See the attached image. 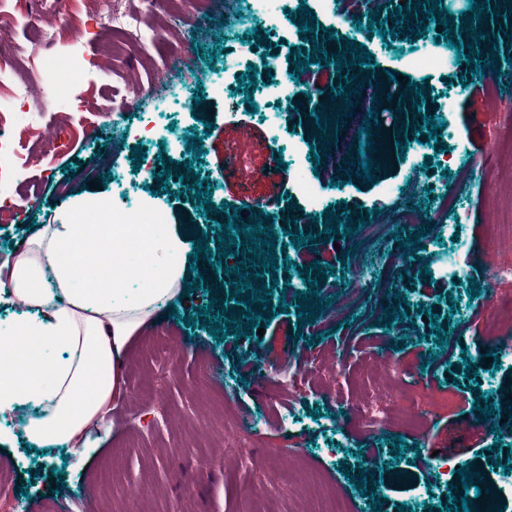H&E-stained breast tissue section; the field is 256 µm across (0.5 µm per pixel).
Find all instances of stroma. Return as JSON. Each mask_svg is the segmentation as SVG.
I'll list each match as a JSON object with an SVG mask.
<instances>
[{"label": "stroma", "instance_id": "1", "mask_svg": "<svg viewBox=\"0 0 512 512\" xmlns=\"http://www.w3.org/2000/svg\"><path fill=\"white\" fill-rule=\"evenodd\" d=\"M140 23L128 34L110 32L99 17V0H5L0 19L8 31L0 39V113L13 124L10 160L0 172V255L22 249L34 224H62L80 202L109 197L138 209L150 204L167 223L189 229V246L207 241L217 249L221 219L251 212L263 200V214L276 236L278 258L291 260L277 269V281L290 284L289 299L280 289L273 301L287 310L274 319L256 320V332L214 340L200 326L186 325V315L222 296L215 311L230 304L224 269L201 266L204 287L176 299L174 307L155 311L149 325L133 336L123 369V394L113 404L106 427L94 432L95 454L79 459L67 449H32L25 439L28 410L0 415V430L11 436L0 445V468L9 486L0 490V512H301L288 494L296 469L315 475L333 490L346 512H372L364 497L360 470L374 473L381 512H442L448 486L462 467L483 475L482 489L499 490L494 463L512 452V359L485 364L475 343L485 335L493 308L512 305V276H500L506 257L492 241L491 228L512 211V118L498 110L512 88V71L492 74L485 82L464 74L462 60L448 42H437L438 26L428 23L421 37L406 30L386 37L357 29L354 0H278L275 10L259 0H182L181 19L162 20L148 0H123ZM309 8L316 33L363 44L376 72L390 71L407 82L426 86L420 104L441 130L438 140H409L404 156L381 166L376 183L324 172L313 155L318 135L291 120L281 99L265 81L247 90L249 63L264 56L298 51L311 44L295 17ZM54 41L39 39L45 27ZM447 56L448 67L429 72L412 66L416 54ZM234 71H227V64ZM65 75L64 93L43 91L46 70ZM26 85L25 103L13 99L16 85ZM260 100L250 108L249 99ZM65 129L49 143V129ZM202 144L187 150L190 139ZM447 151H440V144ZM142 161H133L134 149ZM232 152L284 170L270 178L241 171L223 175L224 155ZM173 174L161 179L163 158ZM192 169L197 187L208 190V206L186 191L182 175ZM303 172L316 191L303 193L294 179ZM102 188H92V181ZM167 184L166 192L156 187ZM436 215L424 246L406 263L408 274L388 278L385 260L398 243L393 221L406 205ZM373 210L374 239L362 234L325 235V212L359 219ZM298 217L288 228L285 218ZM317 235L315 245L295 247L291 238ZM357 249L360 268L343 266L344 252ZM332 270L318 317L324 336L310 344L299 329L292 296L301 292V267L311 262ZM430 275H423V267ZM359 283L349 310L337 311V290ZM481 294L467 295L471 285ZM403 304H396V297ZM398 305L407 320L379 325L385 307ZM450 318L451 333L437 348L422 310ZM168 344L175 363L159 366L155 353ZM350 350L332 395H324L323 363ZM395 351L408 369V382L421 400H433L423 427L406 435V450L393 457L392 431L365 434L350 427L345 412L368 384L371 359ZM475 377H467V370ZM495 405L488 421L471 424L466 398L471 388ZM229 400L255 433L253 462L237 469L225 463L223 410ZM174 415L168 425L162 412ZM480 452H469L472 444Z\"/></svg>", "mask_w": 512, "mask_h": 512}]
</instances>
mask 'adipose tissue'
<instances>
[{
    "label": "adipose tissue",
    "instance_id": "adipose-tissue-1",
    "mask_svg": "<svg viewBox=\"0 0 512 512\" xmlns=\"http://www.w3.org/2000/svg\"><path fill=\"white\" fill-rule=\"evenodd\" d=\"M104 198L63 224L42 226L10 266L0 299L23 308L0 328V413L41 408L25 426L35 445L90 458L91 429L122 392L132 336L181 296L187 242L175 224H87Z\"/></svg>",
    "mask_w": 512,
    "mask_h": 512
}]
</instances>
